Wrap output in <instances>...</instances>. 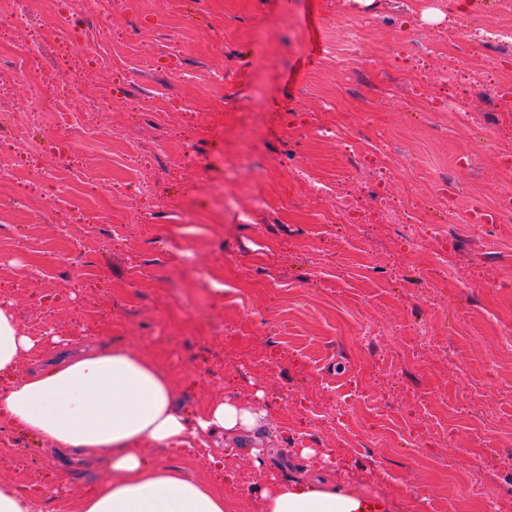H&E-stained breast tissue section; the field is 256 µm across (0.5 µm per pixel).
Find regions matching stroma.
I'll list each match as a JSON object with an SVG mask.
<instances>
[{"instance_id":"obj_1","label":"stroma","mask_w":512,"mask_h":512,"mask_svg":"<svg viewBox=\"0 0 512 512\" xmlns=\"http://www.w3.org/2000/svg\"><path fill=\"white\" fill-rule=\"evenodd\" d=\"M91 21L43 61L75 73L72 111L108 96L112 138L138 156L155 192L101 144L63 146L64 162L97 169L86 209L109 224L52 214L16 166L0 187V302L17 317L44 308L42 336L130 345L167 363L190 415L217 399L264 406L269 452L149 449L156 463L218 488L230 512H264L263 487L325 473L339 485L414 512H437L486 482L512 512V221L477 223L512 194V56L478 32L512 23V0H92ZM125 70H86L95 44ZM36 89L0 52V151L41 139ZM185 104L165 124L157 102ZM340 127H316L330 103ZM164 139L168 154L155 153ZM331 180L312 202L299 165ZM448 190L452 205L438 196ZM357 199L355 211L337 207ZM442 229L449 264L417 247L404 209ZM90 240V256L48 280L20 282L31 238ZM223 292H215V284ZM485 397L472 408L469 393ZM342 408L340 421L324 410ZM21 460L0 453V480L35 466L42 512H78L83 490L109 476L102 459H57L18 429Z\"/></svg>"}]
</instances>
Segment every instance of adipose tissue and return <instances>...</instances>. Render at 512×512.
<instances>
[{
  "instance_id": "obj_1",
  "label": "adipose tissue",
  "mask_w": 512,
  "mask_h": 512,
  "mask_svg": "<svg viewBox=\"0 0 512 512\" xmlns=\"http://www.w3.org/2000/svg\"><path fill=\"white\" fill-rule=\"evenodd\" d=\"M40 347L1 302L0 420L48 441L54 452L108 461L110 478L82 494L80 512H226L222 493L154 463L142 448L253 435L266 427V410L224 399L189 417L166 365L124 345L63 350L20 374L22 358ZM263 498L264 512H370L353 490L296 478Z\"/></svg>"
}]
</instances>
